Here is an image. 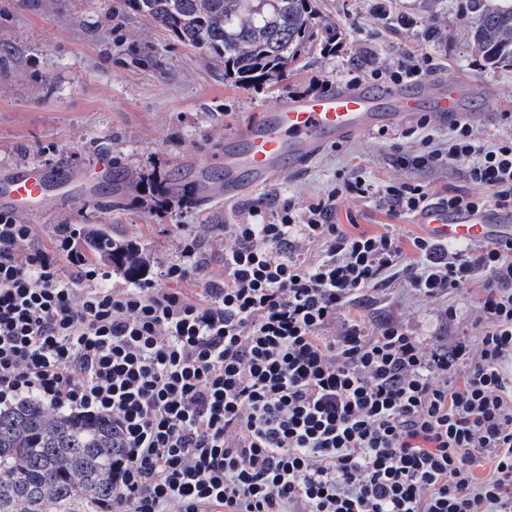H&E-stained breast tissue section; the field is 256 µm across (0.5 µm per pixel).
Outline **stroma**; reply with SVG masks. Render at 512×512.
<instances>
[{
  "instance_id": "1",
  "label": "stroma",
  "mask_w": 512,
  "mask_h": 512,
  "mask_svg": "<svg viewBox=\"0 0 512 512\" xmlns=\"http://www.w3.org/2000/svg\"><path fill=\"white\" fill-rule=\"evenodd\" d=\"M476 6L474 0H320L322 18L336 26L335 53L313 39L284 79L237 87L209 54L155 28L126 0H29L24 6L0 0V171L34 165L69 175L72 198L64 209L48 198L17 219L32 225L35 247L51 246L61 224H111L147 255L150 277L194 239L209 275L219 279L225 225L247 222L259 200L271 221L283 205L303 209L352 166L379 183L416 178L441 193L468 190L463 163L439 169L396 164V157L417 154L419 143L373 131L328 147L305 169L246 189L231 202L218 193L160 206L153 184L178 174L196 184H221L226 135L284 95L349 83L352 75L396 66L412 50L434 57L436 75L478 82L475 111L496 114L494 122L477 126L482 142L512 135V66H489L471 50ZM358 54L368 56L366 67L351 65ZM127 172L139 183H118ZM334 220L356 234L390 231L408 239L423 232L414 217L393 219L351 196L339 199ZM367 300L371 312L417 336L472 341L481 328L471 285L454 290L447 303L418 299L397 282L369 291ZM449 303L457 309L451 322L444 316Z\"/></svg>"
}]
</instances>
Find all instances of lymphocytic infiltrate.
<instances>
[{
	"label": "lymphocytic infiltrate",
	"mask_w": 512,
	"mask_h": 512,
	"mask_svg": "<svg viewBox=\"0 0 512 512\" xmlns=\"http://www.w3.org/2000/svg\"><path fill=\"white\" fill-rule=\"evenodd\" d=\"M427 125L418 164L465 161L470 192L350 174L273 222L255 204L224 227L220 279L189 239L159 279L114 286L72 225L35 248L0 214V407L110 418L112 512H512V242L471 253L333 221L347 194L392 218L512 212V137L487 145L459 123L438 141ZM395 281L424 299L477 286L476 343L366 324L367 291Z\"/></svg>",
	"instance_id": "lymphocytic-infiltrate-1"
}]
</instances>
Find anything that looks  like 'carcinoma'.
Here are the masks:
<instances>
[{"label":"carcinoma","instance_id":"1","mask_svg":"<svg viewBox=\"0 0 512 512\" xmlns=\"http://www.w3.org/2000/svg\"><path fill=\"white\" fill-rule=\"evenodd\" d=\"M131 10L224 62V75L250 86L275 80L316 35L329 44L336 26L316 17L313 0H128ZM319 32H314V28ZM472 49L490 66L512 65V7L484 9ZM186 185L165 181L164 200ZM84 248L111 258L130 279L147 256L103 224L83 232ZM112 423L44 407L29 398L0 408V512H105L112 504Z\"/></svg>","mask_w":512,"mask_h":512}]
</instances>
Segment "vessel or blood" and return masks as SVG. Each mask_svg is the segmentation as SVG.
I'll use <instances>...</instances> for the list:
<instances>
[{"instance_id":"b4317fda","label":"vessel or blood","mask_w":512,"mask_h":512,"mask_svg":"<svg viewBox=\"0 0 512 512\" xmlns=\"http://www.w3.org/2000/svg\"><path fill=\"white\" fill-rule=\"evenodd\" d=\"M474 81L433 77L406 88L380 91L347 85L313 96H283L257 123L243 125L224 140V198L306 164L332 144L387 124L399 126L427 113L443 124L483 125L490 112L468 106ZM52 185L47 173L20 166L0 176V203L10 207L43 200ZM436 240L512 241V225L495 211L451 213L432 205L417 217Z\"/></svg>"}]
</instances>
